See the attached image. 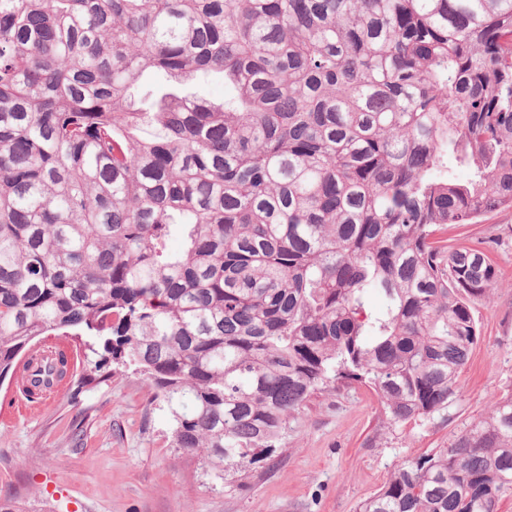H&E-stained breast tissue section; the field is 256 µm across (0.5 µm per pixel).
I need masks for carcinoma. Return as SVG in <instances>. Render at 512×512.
I'll use <instances>...</instances> for the list:
<instances>
[{"label": "carcinoma", "mask_w": 512, "mask_h": 512, "mask_svg": "<svg viewBox=\"0 0 512 512\" xmlns=\"http://www.w3.org/2000/svg\"><path fill=\"white\" fill-rule=\"evenodd\" d=\"M505 209L512 0H0V379L83 337L80 384L143 375L218 479L340 385L445 414L497 270L443 234ZM507 494L512 393L358 512Z\"/></svg>", "instance_id": "obj_1"}]
</instances>
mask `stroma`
Returning a JSON list of instances; mask_svg holds the SVG:
<instances>
[{
	"instance_id": "35a3bbf8",
	"label": "stroma",
	"mask_w": 512,
	"mask_h": 512,
	"mask_svg": "<svg viewBox=\"0 0 512 512\" xmlns=\"http://www.w3.org/2000/svg\"><path fill=\"white\" fill-rule=\"evenodd\" d=\"M448 241L486 248L497 284L475 305L481 337L446 416L387 430L368 387L323 392L289 420L272 461L247 479L220 480L176 448L169 415L139 373L62 389L32 417L12 415L7 379L0 494L14 491L21 512H356L396 463L446 447L462 423L512 392V210L449 230Z\"/></svg>"
}]
</instances>
